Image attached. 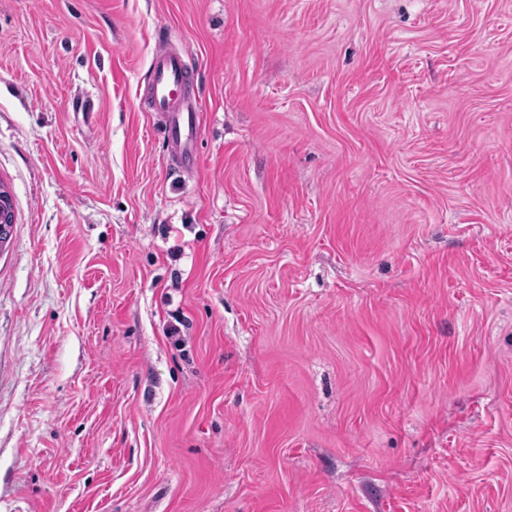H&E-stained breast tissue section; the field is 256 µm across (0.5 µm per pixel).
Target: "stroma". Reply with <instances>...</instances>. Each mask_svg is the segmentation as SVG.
<instances>
[{
    "label": "stroma",
    "mask_w": 512,
    "mask_h": 512,
    "mask_svg": "<svg viewBox=\"0 0 512 512\" xmlns=\"http://www.w3.org/2000/svg\"><path fill=\"white\" fill-rule=\"evenodd\" d=\"M0 182V512H512V0H0ZM187 81L182 52L168 43H160L152 55L144 96L163 122L161 130L170 153L180 158L183 167H194L198 155L191 144L196 138L199 108L196 101L183 94Z\"/></svg>",
    "instance_id": "35a3bbf8"
}]
</instances>
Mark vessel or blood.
Segmentation results:
<instances>
[{
    "mask_svg": "<svg viewBox=\"0 0 512 512\" xmlns=\"http://www.w3.org/2000/svg\"><path fill=\"white\" fill-rule=\"evenodd\" d=\"M187 81L181 51L166 43L159 44L149 65L144 96L162 120L161 130L171 153L184 165L193 167L198 163L191 147L197 133L198 104L183 94Z\"/></svg>",
    "mask_w": 512,
    "mask_h": 512,
    "instance_id": "vessel-or-blood-1",
    "label": "vessel or blood"
}]
</instances>
